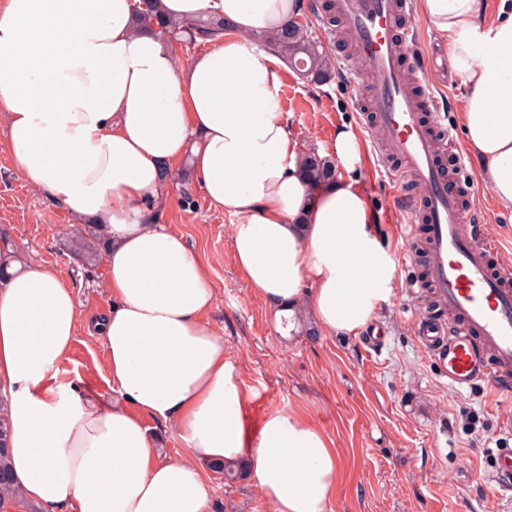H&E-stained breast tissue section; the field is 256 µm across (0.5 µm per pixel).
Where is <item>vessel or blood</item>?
I'll return each instance as SVG.
<instances>
[{"mask_svg": "<svg viewBox=\"0 0 512 512\" xmlns=\"http://www.w3.org/2000/svg\"><path fill=\"white\" fill-rule=\"evenodd\" d=\"M337 10L368 68L366 124L381 132L386 146L378 168L386 170L388 157H395L400 174L425 190L418 202L397 187L391 206L407 219L408 243L416 223L426 228L421 285L437 306L416 315L415 337L449 386L468 391L483 385L497 402H511L512 255L466 209L468 184L448 188L440 152L455 136L444 100L423 79L430 56L417 34L413 0H337ZM410 56L417 60L411 70L404 65ZM415 84L420 94L412 93ZM509 475L512 447L494 449L493 482Z\"/></svg>", "mask_w": 512, "mask_h": 512, "instance_id": "1", "label": "vessel or blood"}]
</instances>
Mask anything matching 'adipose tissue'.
<instances>
[{
    "instance_id": "obj_1",
    "label": "adipose tissue",
    "mask_w": 512,
    "mask_h": 512,
    "mask_svg": "<svg viewBox=\"0 0 512 512\" xmlns=\"http://www.w3.org/2000/svg\"><path fill=\"white\" fill-rule=\"evenodd\" d=\"M179 20L229 30L178 64L136 29L135 0H0V148L33 188L79 224L107 228L111 305L88 325L103 346L112 402L54 388L79 311L66 277L30 264L0 282V398L12 486L43 512H209L211 463L246 460L273 512H331L334 443L308 416L274 410L251 432L241 373L209 324L215 295L183 235L153 223L168 174L190 158L209 207L236 217L230 253L275 317L311 314L359 335L392 292L393 261L362 192L361 149L340 129L336 181L304 178L279 90L283 63L254 34L300 0H161ZM466 90L464 134L496 205L512 209V7L417 0ZM186 450L164 459L148 420Z\"/></svg>"
}]
</instances>
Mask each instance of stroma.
I'll return each instance as SVG.
<instances>
[{
    "label": "stroma",
    "mask_w": 512,
    "mask_h": 512,
    "mask_svg": "<svg viewBox=\"0 0 512 512\" xmlns=\"http://www.w3.org/2000/svg\"><path fill=\"white\" fill-rule=\"evenodd\" d=\"M312 36L345 57L351 80L314 87L291 69H283L280 100L299 151L329 154L335 133L344 125L364 134V118L354 89L363 84L366 67L355 54L344 53L340 28L324 13H307ZM418 32L439 61L427 81L446 89L455 101L448 122L462 137L464 89L451 81L442 62L441 40L419 26ZM466 205L483 216L500 245L512 253V210L492 201L488 185L472 174ZM361 185L388 241L391 256L405 247L400 219L388 218L394 182L373 172L370 153H363ZM158 223L181 233L205 266L216 296L209 320L224 336L244 381L252 428L277 409L309 415L333 441L344 473L332 512H512V499L500 496L488 481L492 452L512 434V408L493 404L485 391H458L442 378L414 335L413 320L421 298L413 283L424 268H396L392 295L381 302L375 323L384 325L385 341L374 352L362 337L309 335L310 317L288 333L265 304L239 278L230 257L234 216L209 208L196 183L172 181L158 205ZM73 219L56 202L30 186L0 150V229L7 232L25 262L58 268L73 288L79 321L66 360L53 386L111 398L104 380L102 351L86 326L100 319L110 300L105 266H88L75 257L67 231ZM215 487L211 512H272L250 480L225 484L211 474Z\"/></svg>",
    "instance_id": "35a3bbf8"
}]
</instances>
